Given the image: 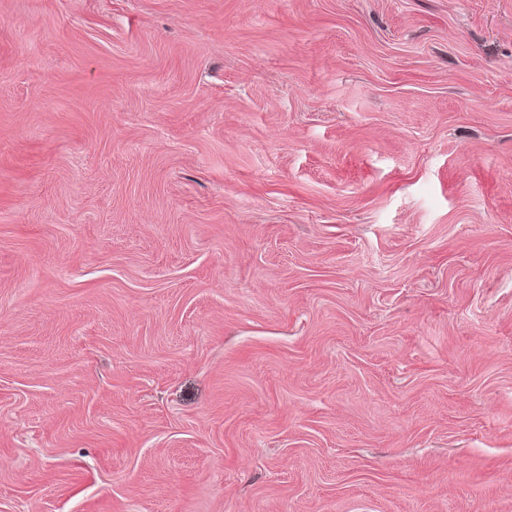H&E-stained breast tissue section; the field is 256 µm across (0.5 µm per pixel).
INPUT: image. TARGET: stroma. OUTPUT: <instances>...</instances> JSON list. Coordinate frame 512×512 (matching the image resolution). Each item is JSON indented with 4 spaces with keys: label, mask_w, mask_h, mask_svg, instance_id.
Listing matches in <instances>:
<instances>
[{
    "label": "stroma",
    "mask_w": 512,
    "mask_h": 512,
    "mask_svg": "<svg viewBox=\"0 0 512 512\" xmlns=\"http://www.w3.org/2000/svg\"><path fill=\"white\" fill-rule=\"evenodd\" d=\"M0 512H512V0H0Z\"/></svg>",
    "instance_id": "1"
}]
</instances>
